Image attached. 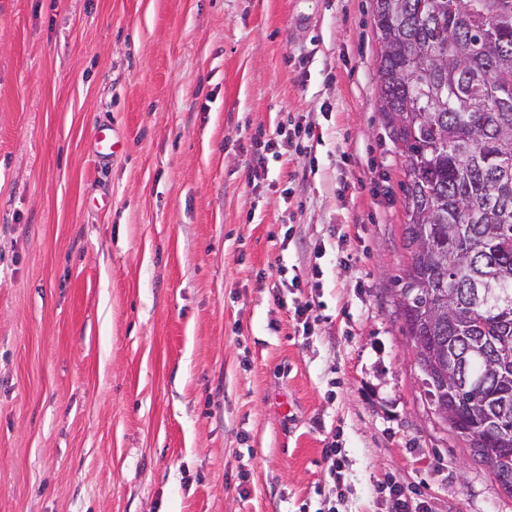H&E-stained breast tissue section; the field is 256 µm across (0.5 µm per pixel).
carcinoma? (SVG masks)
<instances>
[{"label": "carcinoma", "mask_w": 512, "mask_h": 512, "mask_svg": "<svg viewBox=\"0 0 512 512\" xmlns=\"http://www.w3.org/2000/svg\"><path fill=\"white\" fill-rule=\"evenodd\" d=\"M374 23L407 176L399 313L425 399L512 495V0H374Z\"/></svg>", "instance_id": "carcinoma-1"}]
</instances>
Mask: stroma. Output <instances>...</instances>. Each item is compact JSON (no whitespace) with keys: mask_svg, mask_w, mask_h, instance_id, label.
I'll list each match as a JSON object with an SVG mask.
<instances>
[{"mask_svg":"<svg viewBox=\"0 0 512 512\" xmlns=\"http://www.w3.org/2000/svg\"><path fill=\"white\" fill-rule=\"evenodd\" d=\"M381 54L373 0H0V512H512L396 313ZM121 143L117 140L112 129L105 125H98L94 138L93 157L98 164L112 160L120 150Z\"/></svg>","mask_w":512,"mask_h":512,"instance_id":"obj_1","label":"stroma"}]
</instances>
